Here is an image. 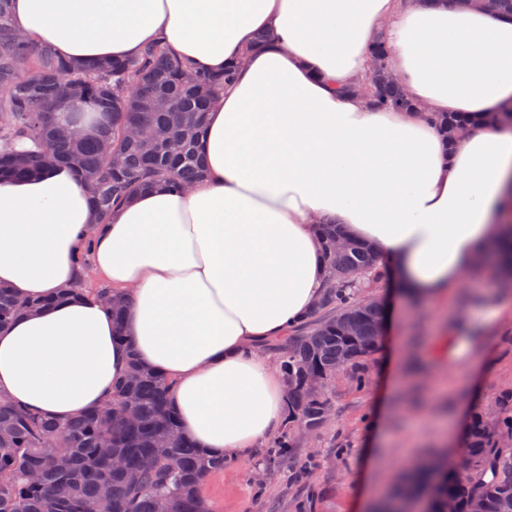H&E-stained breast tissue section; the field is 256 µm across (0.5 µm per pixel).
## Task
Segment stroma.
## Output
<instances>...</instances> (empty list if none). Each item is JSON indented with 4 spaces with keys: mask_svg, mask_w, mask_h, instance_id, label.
<instances>
[{
    "mask_svg": "<svg viewBox=\"0 0 512 512\" xmlns=\"http://www.w3.org/2000/svg\"><path fill=\"white\" fill-rule=\"evenodd\" d=\"M494 285L485 275H473L468 287L440 304H418L397 298L391 287L380 288L392 321L364 387L356 388L348 372L339 373L328 386L332 417L311 444L271 462L257 448L211 474L200 489L211 512H368V499L396 488L411 462L435 458L432 435L466 403L465 374L441 359L439 343L449 322L471 310L472 289ZM481 333L494 345L485 366L491 408L501 394L512 393V314ZM378 399L386 414L385 442L369 463L362 457L363 441Z\"/></svg>",
    "mask_w": 512,
    "mask_h": 512,
    "instance_id": "obj_1",
    "label": "stroma"
}]
</instances>
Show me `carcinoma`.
<instances>
[{
    "label": "carcinoma",
    "instance_id": "cac0c4a2",
    "mask_svg": "<svg viewBox=\"0 0 512 512\" xmlns=\"http://www.w3.org/2000/svg\"><path fill=\"white\" fill-rule=\"evenodd\" d=\"M10 0H0V176L24 177L53 162L78 168L89 182L96 219L104 223L112 204L130 198L150 181L178 191L197 180L202 163L197 143L209 100L234 77L191 70L159 44L139 58L75 64L50 47H36L8 24ZM358 90L377 108L411 112L414 103L390 77L387 49L377 38L371 69ZM76 102L73 112H52L57 102ZM450 148L459 133L481 123L512 125V108L477 121L461 112L429 115ZM326 258V290L305 325L282 344L286 423L268 443L270 455L294 447V430L313 432L326 423L332 401L325 384L339 369L365 383L367 362L384 328L381 301L365 304L358 289L388 279L379 255L354 240L335 248L341 231L317 227ZM121 323L124 302L96 289ZM40 301L15 296L0 286V329L38 309ZM315 371L316 388L305 383ZM170 381L131 360L127 376L108 405L61 423L0 398V512H208L199 489L222 458L200 451L181 432L168 403ZM494 426L475 417L461 471H442L428 488V512H444L453 501L469 512H512V403H498ZM493 479L483 481L486 471ZM405 485L381 512H406L402 500L415 493Z\"/></svg>",
    "mask_w": 512,
    "mask_h": 512
}]
</instances>
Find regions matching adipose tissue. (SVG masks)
Masks as SVG:
<instances>
[{
	"mask_svg": "<svg viewBox=\"0 0 512 512\" xmlns=\"http://www.w3.org/2000/svg\"><path fill=\"white\" fill-rule=\"evenodd\" d=\"M9 22L78 63L159 42L198 71L238 67L187 191L155 185L98 225L71 166L0 179V284L52 300L0 330V395L35 412L64 422L102 406L134 356L173 381L184 434L235 459L282 423L268 347L323 293L315 222L375 245L398 293L428 301L493 265L494 233L512 235V127L476 126L451 151L428 119L512 107L510 17L419 0H11ZM380 34L423 112L349 92ZM88 237L98 276L131 299L119 336L93 293L71 291ZM489 351L467 320L448 338L449 367L472 375L453 435L485 398Z\"/></svg>",
	"mask_w": 512,
	"mask_h": 512,
	"instance_id": "obj_1",
	"label": "adipose tissue"
}]
</instances>
